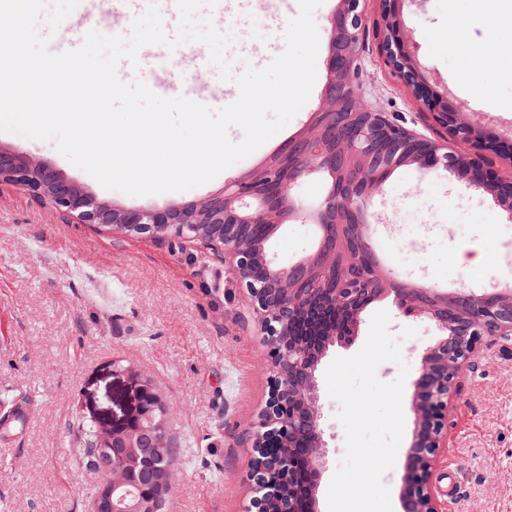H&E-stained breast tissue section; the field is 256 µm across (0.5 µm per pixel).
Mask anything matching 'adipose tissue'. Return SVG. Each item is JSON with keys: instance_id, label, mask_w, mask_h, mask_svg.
I'll use <instances>...</instances> for the list:
<instances>
[{"instance_id": "ef3b65f1", "label": "adipose tissue", "mask_w": 512, "mask_h": 512, "mask_svg": "<svg viewBox=\"0 0 512 512\" xmlns=\"http://www.w3.org/2000/svg\"><path fill=\"white\" fill-rule=\"evenodd\" d=\"M490 34L481 51L465 48L463 41L451 39L445 46L457 53L462 73L475 70H492L500 78L512 80V56L504 54L497 40L498 35L512 32V0H491Z\"/></svg>"}]
</instances>
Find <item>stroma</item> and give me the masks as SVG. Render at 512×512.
Masks as SVG:
<instances>
[{
    "instance_id": "obj_1",
    "label": "stroma",
    "mask_w": 512,
    "mask_h": 512,
    "mask_svg": "<svg viewBox=\"0 0 512 512\" xmlns=\"http://www.w3.org/2000/svg\"><path fill=\"white\" fill-rule=\"evenodd\" d=\"M362 82L377 111L406 127L443 140L428 105L386 63L379 29L382 0H363ZM278 0L250 9L245 24L224 21L233 40L253 51L231 58L233 75L260 67L285 49V23H272ZM488 6L462 16L455 0H415L403 24L411 50L432 88L464 103L472 123L493 137L480 160L512 179V81L491 73L463 76L458 55L442 46L447 28L474 33L478 48ZM321 101L307 103L280 132L212 181L183 192L131 196L101 186L74 166L54 142L0 132V147L23 148L117 209L180 206L222 193L251 174L258 159L284 149L308 128ZM376 251L403 284L440 283L448 294L496 283L512 287V263L494 264L512 250V210L491 195H477L465 176L437 181L416 164L394 169L371 205ZM318 243L313 224L284 220L266 252L289 265ZM479 249L484 272L461 270V246ZM391 317L402 363H382L381 381L404 377L402 448L413 440L410 410L419 360L441 332L424 318L401 316L391 299L363 310L349 345L330 346L323 365L356 354L377 311ZM266 348L247 295L224 261L200 243L168 236L117 238L79 224L23 189L0 185V415L28 402L23 425L0 427V512H87L98 482L83 462L80 424L129 398L118 369L144 372L170 406L169 434L176 449L170 512H249L253 453L250 436L270 393ZM408 374H401V364ZM448 414V445L437 457L432 482L442 512H512V339L480 347L455 385ZM329 456L316 497L328 512L327 491L345 452L339 402L323 396Z\"/></svg>"
}]
</instances>
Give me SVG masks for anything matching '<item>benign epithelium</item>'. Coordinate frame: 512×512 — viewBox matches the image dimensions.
<instances>
[{
	"label": "benign epithelium",
	"mask_w": 512,
	"mask_h": 512,
	"mask_svg": "<svg viewBox=\"0 0 512 512\" xmlns=\"http://www.w3.org/2000/svg\"><path fill=\"white\" fill-rule=\"evenodd\" d=\"M409 0H383V18L393 21L382 35V49L389 66L405 76L404 69L420 73L410 41L402 27L401 15ZM343 11L336 14L334 30H351L346 42L355 52L362 29L360 0H342ZM361 66L350 73L355 102L352 115L365 122L358 130L366 145L353 146L359 158L356 176L362 192L358 197L336 195L322 199L321 207L309 208L296 191L308 178L309 171L331 168L336 149L313 136L305 144L288 149L297 164L288 174L273 173L261 180H244L228 195L178 207L120 210L98 203L80 185L65 178L50 164L21 149L0 148V183L22 187L48 200L57 212L69 215L81 224H92L113 236L148 234L163 238L174 234L201 241L224 253L239 285L250 295L254 311L269 347L271 394L263 409L258 429L252 435L254 455L250 459L255 479L253 502L257 512H272L279 499V479L293 478L300 462H305L314 479L321 478L327 464L328 445L324 438L323 404L319 393L318 369L330 345L348 341L349 334H338L326 327L321 314L330 308L346 313L349 324L375 298L390 293L402 316L424 317L437 322L446 338L426 349L420 358V376H433L436 385L429 391L415 388L411 411L414 415V440L404 464V484L411 485L415 512H439L432 490L431 472L439 449L445 447V424L453 407V381L475 354L484 335L512 337V295L503 292H460L438 303L430 288H387L378 270L370 276H358L349 263L336 260V249L316 252L305 259L304 276L290 273V268L269 257L264 247L251 243L245 229L251 224H272L285 206L297 217L311 220L317 228H336L327 220V212L340 205L360 210L367 197L381 191L390 166L401 156L414 154L425 165H434L452 157L447 143L428 139L393 122L383 113L365 104ZM427 99L433 103V117L457 144V154L468 158L469 185L478 194L500 196L512 192V182L490 176L471 150L484 145L475 127L465 115L460 102L443 103V94L419 82ZM262 264L266 275L258 280L252 271ZM459 300L467 311L459 321H448V301ZM124 373L134 393L133 402L97 419L95 448L112 458V469L99 481L90 502V512H160L170 496L175 469L173 445L167 427V406L147 376L127 367ZM300 404V414L285 416L289 400ZM315 433L316 445L302 454L288 445L272 461L262 458L267 439H290L300 423ZM152 430L154 447L166 450L168 464L154 473L148 484L141 485L135 475L140 467L143 434Z\"/></svg>",
	"instance_id": "benign-epithelium-1"
}]
</instances>
